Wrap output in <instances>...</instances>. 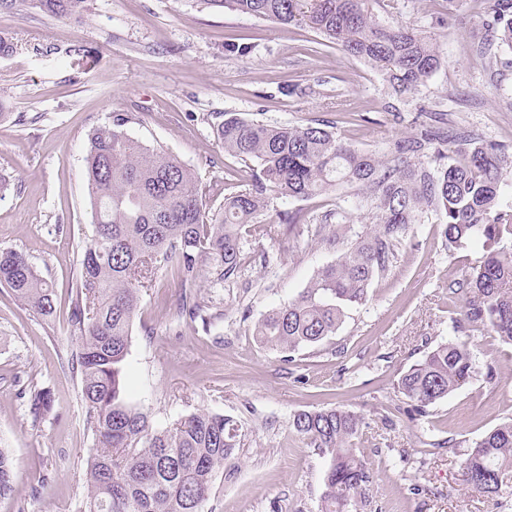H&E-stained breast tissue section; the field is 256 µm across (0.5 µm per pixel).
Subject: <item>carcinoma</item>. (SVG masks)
I'll return each mask as SVG.
<instances>
[{
  "mask_svg": "<svg viewBox=\"0 0 512 512\" xmlns=\"http://www.w3.org/2000/svg\"><path fill=\"white\" fill-rule=\"evenodd\" d=\"M88 0H0V11L35 8L57 18L82 15ZM274 24L305 26L328 44L378 70L396 95L414 97L442 67L439 48L424 33L383 24L372 3L381 0H201ZM470 51L490 78L512 64V0H488ZM444 113L423 110L415 132L386 154L355 149L320 122L272 126L235 115L215 127L224 152L244 168L225 173L241 190L224 209L207 211L211 188L163 146L130 136L131 112L117 113L88 136L85 171L93 235L72 283L69 320L76 348L69 363L87 409L95 451L87 460L83 512H205L215 472L241 446L242 426L219 413L198 410L157 429L127 401L126 365L142 289L153 287L156 266L173 262L182 287L210 273L214 284L244 269L243 230L268 206L267 192L308 200L346 189L372 224L324 266L309 286L254 325L257 342L292 353L336 334L350 311L363 305L374 281L389 270L398 246L424 214L439 216L445 241L458 248L481 240L482 264L448 293L467 301L466 320L490 327L512 344V249L497 247L512 235V207H502L504 174L512 153L471 131H448ZM342 206L321 215L332 240L351 231ZM0 284L34 313L48 317L55 291L20 252L0 250ZM464 343L441 342L406 371L397 387L422 416L461 388L474 372ZM52 411L45 388L29 391L35 422ZM290 428L326 459L319 512H366L371 467L355 448L364 419L336 406L300 410ZM464 481L491 497L512 496V420L497 425L464 453ZM9 449L0 447V499L14 491Z\"/></svg>",
  "mask_w": 512,
  "mask_h": 512,
  "instance_id": "obj_1",
  "label": "carcinoma"
}]
</instances>
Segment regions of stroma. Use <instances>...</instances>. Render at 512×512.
Here are the masks:
<instances>
[{
	"mask_svg": "<svg viewBox=\"0 0 512 512\" xmlns=\"http://www.w3.org/2000/svg\"><path fill=\"white\" fill-rule=\"evenodd\" d=\"M82 17L31 10L0 13V33L15 48L0 56V248L21 252L57 291L45 321L0 285V443L17 470L0 512H79L93 440L68 359L75 338L69 296L92 234L85 178L87 138L118 112L135 122L128 133L163 145L212 193L219 211L236 186L224 173L240 160L225 153L213 126L231 112L269 124L320 120L352 146L381 153L414 131L419 107L445 112L449 126L476 130L512 149V68L490 84L470 50L478 18L468 0H392L382 23L422 30L446 63L417 96L388 93L381 74L303 27H282L199 0H90ZM234 43L246 54L225 51ZM306 96L286 93L288 84ZM358 112L348 126L332 103ZM251 259L242 278L196 286L210 328L180 306L184 290L173 267L154 272L141 294L128 357L130 402L163 428L206 410L240 422L243 442L213 479L206 512H318L326 460L292 433L295 412L343 406L366 423L359 450L373 479L371 512H512L472 491L462 454L495 426L512 420V345L490 328L462 333L465 304L449 300L448 283L479 265L481 243L445 244L431 214L412 225L387 275L371 286L332 336L283 355L259 346L254 323L294 297L343 244L323 233L243 240ZM466 341L474 359L469 382L415 417L397 391L405 369L440 342ZM49 388L45 420L25 414L24 389ZM440 448L421 455V443Z\"/></svg>",
	"mask_w": 512,
	"mask_h": 512,
	"instance_id": "obj_1",
	"label": "stroma"
}]
</instances>
